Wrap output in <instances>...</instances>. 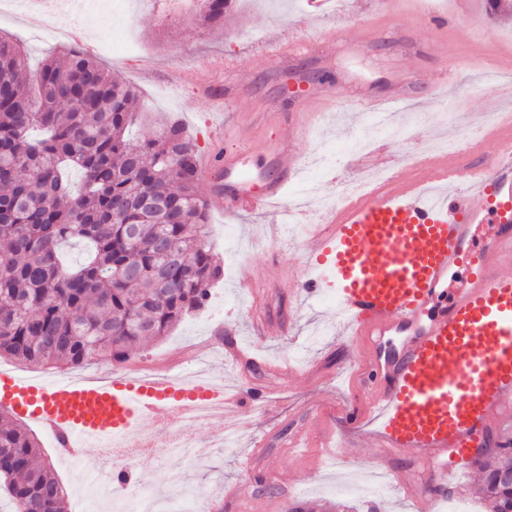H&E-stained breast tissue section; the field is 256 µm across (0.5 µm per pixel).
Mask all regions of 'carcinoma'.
<instances>
[{"instance_id":"carcinoma-1","label":"carcinoma","mask_w":512,"mask_h":512,"mask_svg":"<svg viewBox=\"0 0 512 512\" xmlns=\"http://www.w3.org/2000/svg\"><path fill=\"white\" fill-rule=\"evenodd\" d=\"M233 0H203L200 22L224 21ZM0 357L45 368L123 362L205 305L221 269L204 241L208 204L197 146L174 121L153 139L127 138L137 93L71 49L30 69L0 38ZM83 186L74 190L69 168ZM149 196L166 204L143 207ZM141 225L133 236L128 225ZM84 242L67 266L62 245ZM32 433L0 412V492L12 512H69ZM491 512H512V445L474 458Z\"/></svg>"}]
</instances>
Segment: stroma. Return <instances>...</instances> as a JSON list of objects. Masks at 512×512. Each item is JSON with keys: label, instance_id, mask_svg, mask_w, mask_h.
<instances>
[{"label": "stroma", "instance_id": "stroma-1", "mask_svg": "<svg viewBox=\"0 0 512 512\" xmlns=\"http://www.w3.org/2000/svg\"><path fill=\"white\" fill-rule=\"evenodd\" d=\"M372 0H328L320 13L310 12L306 0H238L223 23L199 22V0H124L126 22L136 50L103 52L111 42L110 28H96L86 46L97 47L96 58L110 73L131 85L138 95V116L129 135L138 140L159 133L172 118L182 119L187 134L200 152L210 149V134L218 111L227 109L239 126L240 139L228 138L224 148L243 153L242 167L277 177V170L259 149L290 134L299 106L289 88L299 84L334 91L343 108L324 113L319 102L306 106L313 133L297 141L302 157L297 178L288 188L285 205L300 197L306 179L320 185L323 194L333 189L312 166L321 151L337 155L339 171H347L348 144L359 127L370 139L381 136L364 115L347 111V104L366 96L388 97L403 87L414 99L393 106L397 125L410 130L422 145L444 140L455 145L460 136L453 118L466 114L470 122L484 123L488 113H512V100L491 99L483 87L489 60L512 50V18L503 17L491 0H399L386 20L374 19ZM447 14L441 41L431 31L432 11ZM44 0L28 9L0 14V36L23 46L30 67L47 56L65 60L69 43L48 41L54 28H67L68 19L56 20ZM276 34L293 40L299 49L281 58L268 53L267 38ZM462 75L432 96L429 85L440 65ZM209 204L207 242L218 255L223 273L211 288L207 304L187 314L168 335L136 351L132 363L161 362L172 372L199 375L245 388L272 386L276 402L263 414L243 413L244 422L232 445H225L214 424H202L194 433L198 445L209 448L205 461L193 464L153 455L133 462L135 480L147 479L154 494L172 498L168 479L172 468L182 469L188 484L204 492L209 512H232L227 492L245 488L260 512H284V497L301 499L315 512H366L365 502L336 489V471L329 457L342 430L340 410L358 398L353 377L362 358L354 342L341 335L333 319L334 295L324 296L320 307L310 308L288 292L290 275L300 273L304 243L289 225L271 231V213L232 215L202 186ZM279 331L255 335L251 309ZM234 332L246 364L224 357V337L216 327ZM312 437L308 456L297 457L288 443L299 432ZM35 434L44 459L68 492L87 481L106 482L102 448L91 446L74 464L59 462V452L43 429ZM345 474L356 479L375 467L395 471L399 479L376 494L387 512H417L416 490L427 471L408 453L383 456L373 442L353 440ZM253 458L250 469L240 466Z\"/></svg>", "mask_w": 512, "mask_h": 512}]
</instances>
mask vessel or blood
Returning a JSON list of instances; mask_svg holds the SVG:
<instances>
[{
	"instance_id": "b4317fda",
	"label": "vessel or blood",
	"mask_w": 512,
	"mask_h": 512,
	"mask_svg": "<svg viewBox=\"0 0 512 512\" xmlns=\"http://www.w3.org/2000/svg\"><path fill=\"white\" fill-rule=\"evenodd\" d=\"M297 126L268 150L278 178L251 177L234 153L215 152L206 168L222 167L226 210L274 207L298 165ZM497 149L461 184L430 192L447 176L444 156L387 153V169L404 172L385 191L341 202L303 254L302 281L291 291L308 304L326 292L336 298V324L359 340L363 405L345 410L350 428L374 426L383 454L406 452L431 469L432 483L418 500L434 512L454 479L449 457L468 460L486 438L492 419L512 410V126L496 136ZM495 220V235L472 249L470 227ZM470 261L467 288L445 296L449 273ZM402 344L383 355L380 342ZM0 400L14 414L50 431L76 452L78 440L122 435L144 422L216 406L218 421L233 423L243 407L261 411L267 389L227 390L211 382L164 377L148 383L116 376L46 381L0 373Z\"/></svg>"
}]
</instances>
